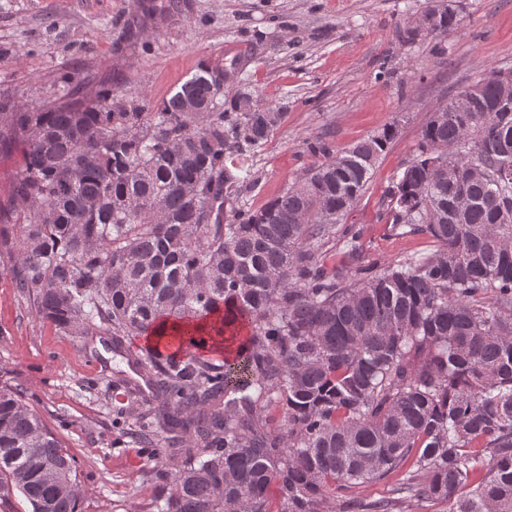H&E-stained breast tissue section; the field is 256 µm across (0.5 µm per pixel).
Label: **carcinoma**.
I'll return each instance as SVG.
<instances>
[{
	"mask_svg": "<svg viewBox=\"0 0 512 512\" xmlns=\"http://www.w3.org/2000/svg\"><path fill=\"white\" fill-rule=\"evenodd\" d=\"M427 15L432 31L457 25ZM112 97L0 94V148L22 146L0 270L39 319L117 352L167 321L194 344L219 314L217 336L250 329L233 357L149 349L128 358L147 389L112 381L126 396L117 429L159 466L146 480L168 481L141 512H512V112L429 119L387 223L436 250L365 265L345 220L395 126L337 153L310 146L322 160L297 182L236 208L286 113L224 102L210 63L159 103L132 96L116 112ZM391 475L388 494L363 495ZM17 493L31 512H77L80 485L74 457L4 385L0 512Z\"/></svg>",
	"mask_w": 512,
	"mask_h": 512,
	"instance_id": "1",
	"label": "carcinoma"
}]
</instances>
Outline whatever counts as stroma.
I'll return each mask as SVG.
<instances>
[{"mask_svg": "<svg viewBox=\"0 0 512 512\" xmlns=\"http://www.w3.org/2000/svg\"><path fill=\"white\" fill-rule=\"evenodd\" d=\"M443 0H183L178 20L144 21L139 0H0V93L39 106L64 95L168 98L213 60L226 96L248 94L286 118L252 160L259 207L316 162L312 144L348 148L385 125L397 135L348 217L372 261L435 245L397 236L385 192L414 158L433 111L491 70L512 69V0H455L458 26L412 24ZM100 337L56 331L0 274V384L16 388L77 462L78 512H134L155 493L152 464L112 427V373L126 369Z\"/></svg>", "mask_w": 512, "mask_h": 512, "instance_id": "stroma-1", "label": "stroma"}]
</instances>
